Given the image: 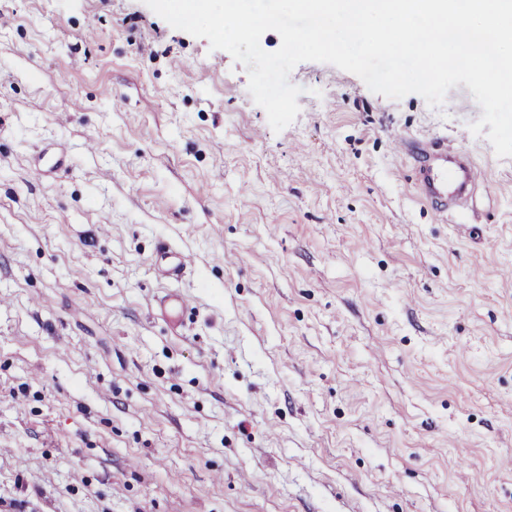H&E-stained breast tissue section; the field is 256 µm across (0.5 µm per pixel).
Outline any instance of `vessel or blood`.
Listing matches in <instances>:
<instances>
[{
	"label": "vessel or blood",
	"instance_id": "vessel-or-blood-1",
	"mask_svg": "<svg viewBox=\"0 0 512 512\" xmlns=\"http://www.w3.org/2000/svg\"><path fill=\"white\" fill-rule=\"evenodd\" d=\"M399 148L413 161L419 193L443 208L464 206L474 185L485 179L484 171L447 140L422 141L403 137L399 140Z\"/></svg>",
	"mask_w": 512,
	"mask_h": 512
}]
</instances>
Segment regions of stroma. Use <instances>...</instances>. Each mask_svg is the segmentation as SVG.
<instances>
[{
  "label": "stroma",
  "mask_w": 512,
  "mask_h": 512,
  "mask_svg": "<svg viewBox=\"0 0 512 512\" xmlns=\"http://www.w3.org/2000/svg\"><path fill=\"white\" fill-rule=\"evenodd\" d=\"M1 16L0 512H512V157L465 84L303 62L277 133L144 0ZM460 130L487 180L443 214L391 141Z\"/></svg>",
  "instance_id": "stroma-1"
}]
</instances>
